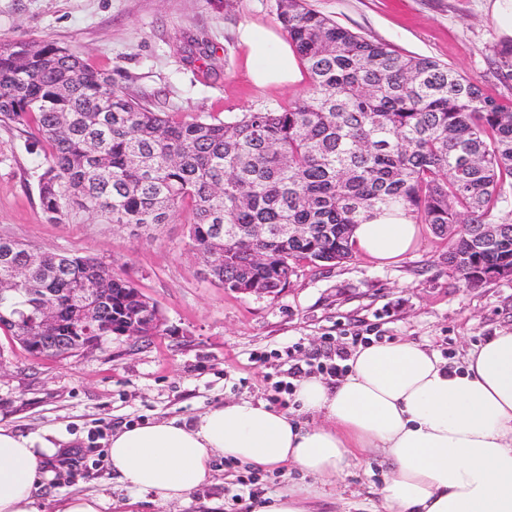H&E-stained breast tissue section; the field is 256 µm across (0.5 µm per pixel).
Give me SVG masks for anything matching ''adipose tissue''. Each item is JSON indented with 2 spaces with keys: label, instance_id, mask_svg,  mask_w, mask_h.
I'll return each instance as SVG.
<instances>
[{
  "label": "adipose tissue",
  "instance_id": "ef3b65f1",
  "mask_svg": "<svg viewBox=\"0 0 512 512\" xmlns=\"http://www.w3.org/2000/svg\"><path fill=\"white\" fill-rule=\"evenodd\" d=\"M248 76L259 86L301 81L292 45L272 30L242 26ZM419 225L377 215L354 231L356 249L389 264L416 248ZM336 383L295 384L296 414L238 400L189 422L122 428L108 448L122 483L163 503L185 500L210 476L214 456L260 469L298 470L257 512H321L328 486L379 453L390 470L361 512H512V329L471 349L459 368L407 339L359 347ZM58 452L46 438L0 426V512H38L36 492Z\"/></svg>",
  "mask_w": 512,
  "mask_h": 512
}]
</instances>
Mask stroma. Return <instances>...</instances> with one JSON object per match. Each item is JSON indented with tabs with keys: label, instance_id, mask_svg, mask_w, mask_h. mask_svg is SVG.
Wrapping results in <instances>:
<instances>
[{
	"label": "stroma",
	"instance_id": "stroma-1",
	"mask_svg": "<svg viewBox=\"0 0 512 512\" xmlns=\"http://www.w3.org/2000/svg\"><path fill=\"white\" fill-rule=\"evenodd\" d=\"M341 26L426 56L478 81L485 95L512 103V38L499 34L491 0H308ZM280 31L276 0H0V41L51 40L159 112L230 118L277 108L308 82L260 87L248 77L241 25ZM31 128L0 126V237L46 252L95 258L157 303L166 324L146 339L108 338L65 359L31 360L0 332V424L59 439L53 478L38 492L39 512H59L77 494L105 502L132 492L113 477V433L158 419L191 421L229 399L287 410L298 366L330 377L337 349L409 338L450 367L496 331L512 328V280L466 287L448 268V241L423 228L417 248L381 265L362 255L335 266L297 269L275 296L241 294L214 283L187 233V212L150 231L97 219L47 220L36 189L42 154L25 149ZM389 463L336 485L331 512L381 485ZM300 472L257 471L216 457L210 478L186 501L141 495L138 512H206L222 501L247 512L265 495L303 482Z\"/></svg>",
	"mask_w": 512,
	"mask_h": 512
}]
</instances>
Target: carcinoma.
I'll use <instances>...</instances> for the list:
<instances>
[{"label": "carcinoma", "instance_id": "1", "mask_svg": "<svg viewBox=\"0 0 512 512\" xmlns=\"http://www.w3.org/2000/svg\"><path fill=\"white\" fill-rule=\"evenodd\" d=\"M276 11L310 89L224 120L157 112L54 41H1L0 124L32 125L27 149L46 146L36 184L47 218L85 214L136 231L186 211L192 247L231 291H281L301 262L351 260L356 226L390 208L448 238V267L467 285L511 270L512 217L499 211L512 189V104L305 0H276ZM487 224L497 225L492 240ZM0 248V288L18 289L0 306L10 336L42 296L65 301L102 281L109 315L137 290L93 258L17 240Z\"/></svg>", "mask_w": 512, "mask_h": 512}]
</instances>
